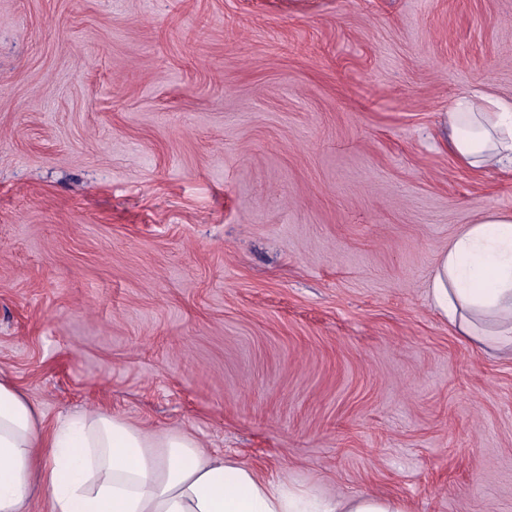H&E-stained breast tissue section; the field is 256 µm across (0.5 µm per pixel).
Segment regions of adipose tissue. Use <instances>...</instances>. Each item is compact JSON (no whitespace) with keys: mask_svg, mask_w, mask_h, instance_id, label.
Wrapping results in <instances>:
<instances>
[{"mask_svg":"<svg viewBox=\"0 0 512 512\" xmlns=\"http://www.w3.org/2000/svg\"><path fill=\"white\" fill-rule=\"evenodd\" d=\"M449 144L472 167L512 168V100L459 96L446 115ZM434 306L464 339L512 347V214L483 209L449 243L430 281ZM49 512H409L404 499L328 495L268 479L213 456L184 434H155L96 411L44 432L39 408L0 379V512L35 494Z\"/></svg>","mask_w":512,"mask_h":512,"instance_id":"ef3b65f1","label":"adipose tissue"}]
</instances>
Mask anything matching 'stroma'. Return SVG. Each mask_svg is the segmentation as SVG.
Listing matches in <instances>:
<instances>
[{"label":"stroma","instance_id":"obj_1","mask_svg":"<svg viewBox=\"0 0 512 512\" xmlns=\"http://www.w3.org/2000/svg\"><path fill=\"white\" fill-rule=\"evenodd\" d=\"M512 0H0V376L266 476L512 512V350L433 309L512 168ZM452 152L471 167L512 168V100L490 92L459 96L446 114Z\"/></svg>","mask_w":512,"mask_h":512}]
</instances>
